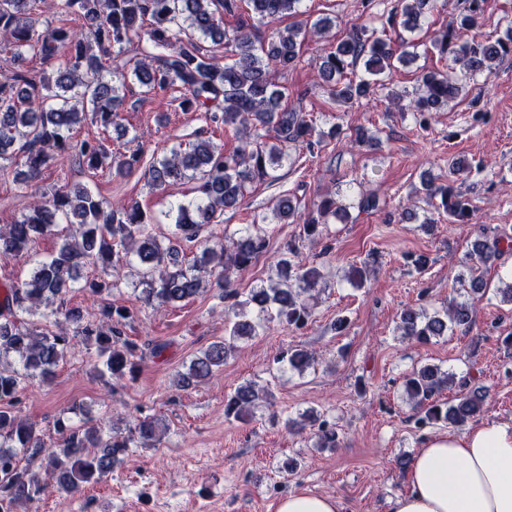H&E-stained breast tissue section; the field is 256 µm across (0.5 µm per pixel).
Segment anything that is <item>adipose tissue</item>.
<instances>
[{
	"instance_id": "obj_1",
	"label": "adipose tissue",
	"mask_w": 512,
	"mask_h": 512,
	"mask_svg": "<svg viewBox=\"0 0 512 512\" xmlns=\"http://www.w3.org/2000/svg\"><path fill=\"white\" fill-rule=\"evenodd\" d=\"M390 512H512V421L424 440Z\"/></svg>"
}]
</instances>
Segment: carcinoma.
<instances>
[{"mask_svg": "<svg viewBox=\"0 0 512 512\" xmlns=\"http://www.w3.org/2000/svg\"><path fill=\"white\" fill-rule=\"evenodd\" d=\"M302 0H0V39L11 46V81L0 83V176L13 174L26 195L20 217L0 228V259L24 260V277L0 295V512H19L40 500L53 484L61 503L72 500L86 487L101 482L122 465L132 448L154 446L164 430L154 416H144L125 429L102 425L74 426L60 416L55 429L59 441L45 443L37 425L14 412L24 381L37 377L52 380L60 363L75 345L96 350L94 369L121 378L136 369L140 347L122 336L117 325L129 318L125 308L106 305L96 320L85 318L81 308L69 304L68 295L94 268L117 279H91L83 288L92 294L110 293L120 287L122 266L133 268L131 286L141 288L139 301L150 307L173 306L198 295L204 288H218V299L227 303L228 336L211 343L176 373L171 387L183 390L196 379L215 375L238 347L271 322L289 328L305 327L312 316L309 303L322 275L300 260V241L323 235L330 219L349 217L347 208L334 198H322L303 221V234L287 243L268 284L243 294L232 287V277L254 265L266 252L267 240L260 224L224 229V236L204 235L223 223L224 211L233 209L257 183H273L275 172L297 150L314 153L336 130H316L307 114L288 104V88L278 77L292 70L299 49L310 34L321 36L336 20L321 17L310 26L274 30L265 40L255 38L259 26L299 12ZM361 15L346 37L320 56L319 86L339 103L352 107L372 100L387 88L385 78L399 65L416 60L415 44H399L375 36L371 8L374 0H360ZM487 0H464L457 20L437 31L433 46L442 55L451 53L460 69L429 71L420 76L409 108L419 124L430 114L458 98L463 80L490 75L496 63L512 57V35L493 42L473 38L459 43L462 31L483 24ZM431 0H396L385 24L415 33L426 22ZM52 13L76 16L81 29L65 25L40 30L42 17ZM238 17L228 30L225 16ZM231 48L232 61L219 64L202 41ZM145 42L152 51L112 66L114 53ZM41 61L42 70L31 73L26 55ZM364 73H358V65ZM133 78L150 92L183 91L180 107L202 112L207 122L234 126L241 140L235 152L226 154L210 138L170 149L147 159L143 150L120 151L104 135L80 141L73 130L84 121L102 132L121 127L117 108L120 95ZM69 156L90 175L109 170L115 175L137 174L152 188L176 192L186 182L196 183V196L175 200L168 212L171 232L162 243L148 231L151 218L139 202L109 206L86 186L39 191L42 176ZM428 206L460 222L469 221L473 206L455 180L437 185L424 178L418 189ZM281 224L296 221L298 199L285 195L273 207ZM65 220L77 225L73 236L62 235L45 258L31 254L37 238L53 232ZM193 250L188 260L184 248ZM512 248V234L492 235L482 230L458 261V279L470 281L467 299L451 300L442 309L425 306L405 309L396 325L403 341L429 344L468 328L476 302L486 288L475 271ZM41 314L44 325L34 327L30 318ZM318 363L316 352L289 347L275 359L276 371L305 374ZM456 384V374L437 365L424 364L403 377L402 391L422 425L459 427L478 416L486 390L474 387L445 402L440 395ZM269 395L254 382L238 386L224 401V416L247 421L258 402ZM292 433L310 430L313 447L334 450L340 439L335 424L308 410L300 419H282Z\"/></svg>", "mask_w": 512, "mask_h": 512, "instance_id": "obj_1", "label": "carcinoma"}]
</instances>
